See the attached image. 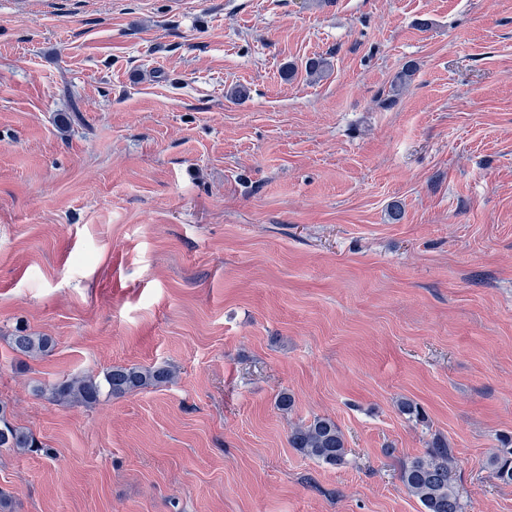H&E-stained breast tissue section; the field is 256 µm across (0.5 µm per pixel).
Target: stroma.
<instances>
[{
  "mask_svg": "<svg viewBox=\"0 0 512 512\" xmlns=\"http://www.w3.org/2000/svg\"><path fill=\"white\" fill-rule=\"evenodd\" d=\"M115 365L176 377L35 392ZM0 404V512H422L437 437L512 512V0H0ZM11 348L19 355L38 357L48 355L53 350L52 340L48 336L28 332L27 329H18L9 336ZM174 376L166 366H112L100 375H75L66 377L48 389H42L54 401L78 402L94 405L105 394L119 398L136 390L160 387L169 383ZM0 447L14 448L17 451H33L42 448L33 435L23 428L13 425L6 417V411L0 405ZM288 445L305 457L329 466L343 464L347 455L345 436L329 417L317 416L308 424L293 426ZM489 466L496 479L512 484V448H499L490 459Z\"/></svg>",
  "mask_w": 512,
  "mask_h": 512,
  "instance_id": "1",
  "label": "stroma"
}]
</instances>
